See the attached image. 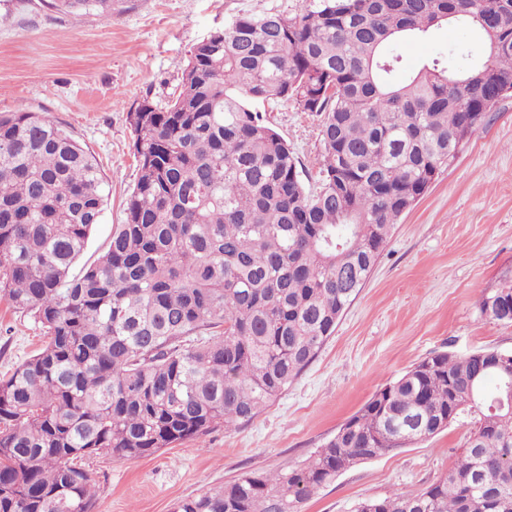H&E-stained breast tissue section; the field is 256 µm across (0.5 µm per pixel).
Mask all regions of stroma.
Here are the masks:
<instances>
[{"instance_id":"35a3bbf8","label":"stroma","mask_w":512,"mask_h":512,"mask_svg":"<svg viewBox=\"0 0 512 512\" xmlns=\"http://www.w3.org/2000/svg\"><path fill=\"white\" fill-rule=\"evenodd\" d=\"M304 0H118L110 22L76 17L49 0H0V113L48 112L98 161L109 196L81 263L102 254L138 175L127 121L142 100L165 106L189 51L241 14L299 11ZM407 68L442 57L473 65L481 40L444 25L397 47ZM265 117L309 172L321 162V118L294 103ZM512 270V98L500 102L460 156L395 224L366 285L334 336L272 405L249 423L216 427L136 460L89 461L98 489L93 512H173L186 497L245 472L305 463L382 386L438 352L512 351V325L477 308ZM43 339L32 314L0 300V373L33 355ZM469 421L362 462L323 485L301 512H353L358 501L444 476Z\"/></svg>"}]
</instances>
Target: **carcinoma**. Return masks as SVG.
Wrapping results in <instances>:
<instances>
[{"mask_svg": "<svg viewBox=\"0 0 512 512\" xmlns=\"http://www.w3.org/2000/svg\"><path fill=\"white\" fill-rule=\"evenodd\" d=\"M115 0H52L112 19ZM456 22L485 58L409 71L398 40ZM512 96V0H305L240 15L189 51L178 91L130 109L137 181L106 251L71 273L106 199L94 159L48 112L0 116V298L44 331L0 376V512H92L82 461L140 459L247 423L321 352L394 224ZM323 116L303 168L259 106ZM478 310L512 324V273ZM509 378L436 353L377 390L306 465L250 472L174 512H300L336 475L473 429L448 474L354 512H512Z\"/></svg>", "mask_w": 512, "mask_h": 512, "instance_id": "1", "label": "carcinoma"}]
</instances>
